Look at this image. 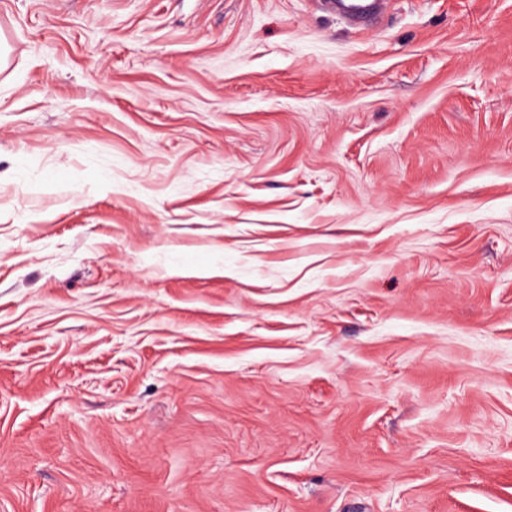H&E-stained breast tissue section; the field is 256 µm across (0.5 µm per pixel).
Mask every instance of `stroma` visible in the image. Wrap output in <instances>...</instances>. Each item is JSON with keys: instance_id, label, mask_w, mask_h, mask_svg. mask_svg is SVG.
<instances>
[{"instance_id": "stroma-1", "label": "stroma", "mask_w": 512, "mask_h": 512, "mask_svg": "<svg viewBox=\"0 0 512 512\" xmlns=\"http://www.w3.org/2000/svg\"><path fill=\"white\" fill-rule=\"evenodd\" d=\"M0 512H512V0H0ZM384 0H336L331 7L337 13L353 18L362 19L377 15Z\"/></svg>"}]
</instances>
